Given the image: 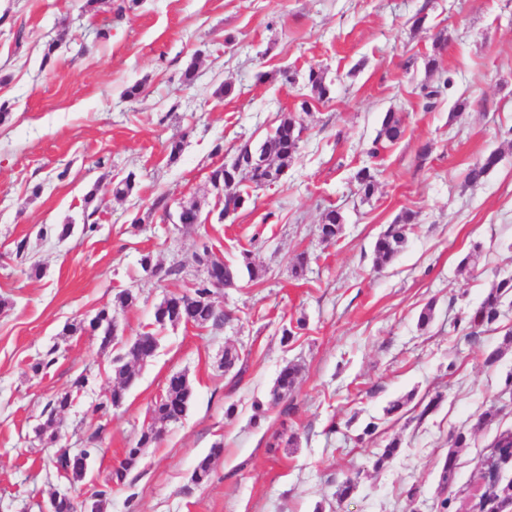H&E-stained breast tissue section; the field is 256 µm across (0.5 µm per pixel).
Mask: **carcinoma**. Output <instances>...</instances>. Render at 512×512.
Segmentation results:
<instances>
[{
    "label": "carcinoma",
    "instance_id": "cac0c4a2",
    "mask_svg": "<svg viewBox=\"0 0 512 512\" xmlns=\"http://www.w3.org/2000/svg\"><path fill=\"white\" fill-rule=\"evenodd\" d=\"M447 42V34L440 32L435 36L433 41L434 53L425 58V68L428 72L433 73L438 70V55ZM307 84L310 86L313 100L322 102L329 99L330 87L326 83L322 70L310 68L307 73ZM301 131L300 116L289 112L283 116L272 132L266 135L258 147H241L230 161L211 171L209 175L210 183L214 185L219 182L224 187V204L218 213V221H224V214L230 211L235 212L243 205L245 197L243 191L239 190L242 175H247L254 187L261 188L266 185L271 172L274 171L280 176L284 174L298 152ZM404 133L405 129L401 118L397 113L390 110L384 114L376 141H387L393 144L402 139ZM500 160L501 154L499 152H490L468 170L467 182L470 184L481 182L499 164ZM355 180L364 197L368 198L373 195L377 187L374 171L368 167H362L356 172ZM132 189L133 182L129 176L115 184L112 182H98L89 194V198L92 199L99 193L104 195L110 193L120 198L129 194ZM414 221V212L406 210L397 215L387 229L378 236L373 250L374 270L381 271L395 261L406 244L407 233ZM178 222L184 225L201 223L200 211L196 202L188 201L179 205ZM342 223L343 217L339 211L334 208L325 210L321 223L318 224L321 239L328 243L336 242L342 231ZM209 261L212 262L213 275L224 278V286L226 287L236 283L243 268L246 269L251 281L259 280L264 276V271L251 261L250 255L246 252L243 253V266L240 267L225 263L223 259L212 253L211 247L205 245L202 248V255L199 256V262L204 265ZM141 266L160 280H167L180 273L177 266L163 268L152 264L151 256L148 254L141 258ZM209 291L208 282L203 278L197 283L194 293L191 295L169 294L155 310V324L161 328L168 324L181 323L194 326L207 323L215 326L220 325L224 320L223 312L217 306L208 305L198 299V296ZM509 294H512L511 276L500 279L489 290L479 307L470 315L468 321L470 334L474 335L481 328L491 326L498 321L502 299ZM100 320L106 325L111 323L112 311L108 309L99 311L95 320L89 324L90 332L96 331V322ZM98 336L101 347L107 348L112 345V340L106 337V333L100 331ZM157 346L158 338L156 334L152 331H144L124 345L121 352L113 358L116 384L112 387L111 400L102 401L97 406V410L102 415H108L112 409L123 403L128 388L133 385L136 379V366L151 359L155 355ZM509 348L512 349V331L505 334L501 346L486 355L485 365H495L502 358L505 350ZM298 374L299 368L295 364H288L281 369L269 391V405L275 406L288 396L295 388ZM83 386L84 377L80 376L74 381L71 389L56 395L48 403L49 413L43 430H52V433L48 436L49 442L55 441L56 434L53 433V429L59 423L60 414L71 406L73 399ZM192 395V386L187 377L176 373L169 378L164 393L149 408V424L141 431L135 446L125 450L123 465L112 471V483L116 485L124 483L128 472L141 457V449L157 443L169 425L179 422L186 415ZM451 441L452 450L448 451L440 472L441 486L448 489L452 488L455 476V449L467 447V436L459 432L452 436ZM222 452L223 446L217 442L212 446L209 454L199 460L192 475L195 485L203 486L210 481L212 459L221 455ZM58 454L59 451L56 450L48 457L47 467L49 471L73 481H82L86 478L82 469L75 466L70 469H61L55 466L54 462Z\"/></svg>",
    "mask_w": 512,
    "mask_h": 512
}]
</instances>
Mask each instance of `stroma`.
<instances>
[{
  "label": "stroma",
  "instance_id": "1",
  "mask_svg": "<svg viewBox=\"0 0 512 512\" xmlns=\"http://www.w3.org/2000/svg\"><path fill=\"white\" fill-rule=\"evenodd\" d=\"M83 4L0 0V101L11 106L0 124V512H46L68 486L49 474L52 448L37 436L56 393L85 377L56 446L94 449L86 482L99 489L176 373L193 385L185 417L111 487L105 512H439L440 463L460 431L468 445L457 453L453 491L464 512L491 443L512 429V349L484 363L512 329V296L496 325L477 337L466 330L493 283L512 275V0H140L135 8L102 0L92 12ZM442 30L448 43L431 73L424 60ZM61 33L66 48L44 58ZM193 60L198 78L187 87L181 73ZM312 67L325 71L330 99L303 115L280 181L252 191L230 222L185 226L152 210L163 196L172 208L192 200L202 213L217 211L211 171L298 111ZM442 80L436 107L425 109L420 87ZM137 81L143 93L126 99ZM225 82L233 94L217 95ZM460 104L463 115L449 120ZM390 110L405 135L369 156ZM175 140L183 143L176 156ZM494 150L497 167L467 183L468 168ZM364 166L379 172L368 198L354 180ZM128 176L127 196L87 203L97 181ZM330 207L343 217L333 244L317 231ZM405 210L417 219L404 250L374 271L375 239ZM60 224L72 233L58 237ZM23 238L30 251L20 260L14 244ZM205 244L229 263L250 252L263 278L244 275L220 291L222 326L155 328L163 297L192 293L202 278ZM475 247L478 263L461 269ZM303 252L311 262L297 279L291 268ZM146 254L180 274L151 276L140 265ZM125 289L138 300L115 310L122 332L155 330L159 346L103 417L96 406L115 381V352L62 329L115 309ZM428 305L433 320L423 329ZM291 325L296 334L283 338ZM51 349L56 363L33 374ZM228 349L239 354L229 372ZM290 363L301 368L296 387L269 406ZM403 396L409 404L385 414ZM491 407L496 420L477 427ZM371 422L377 429L365 434ZM291 435L294 446L284 447ZM395 438L398 453L375 467ZM217 442L224 451L212 478L195 486L193 470ZM348 476L357 487L337 502Z\"/></svg>",
  "mask_w": 512,
  "mask_h": 512
}]
</instances>
